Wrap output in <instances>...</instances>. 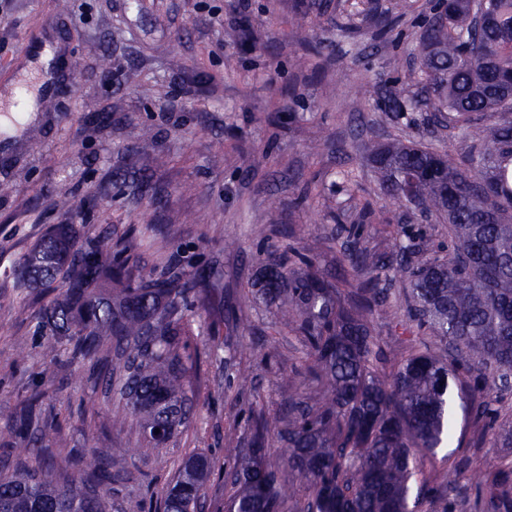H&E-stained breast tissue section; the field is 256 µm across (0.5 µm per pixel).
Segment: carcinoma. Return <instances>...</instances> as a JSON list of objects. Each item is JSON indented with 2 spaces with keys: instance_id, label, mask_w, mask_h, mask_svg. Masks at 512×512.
Here are the masks:
<instances>
[{
  "instance_id": "obj_1",
  "label": "carcinoma",
  "mask_w": 512,
  "mask_h": 512,
  "mask_svg": "<svg viewBox=\"0 0 512 512\" xmlns=\"http://www.w3.org/2000/svg\"><path fill=\"white\" fill-rule=\"evenodd\" d=\"M474 0H446L427 24L419 50L425 89L438 93V121L472 129L484 117L485 135H473L468 154L456 159L416 145H377L369 161L384 191L411 210L448 217L454 249L430 257L410 245L373 257L358 248L343 255L356 277L398 265L407 274V314L446 342L451 359L414 350L379 378L376 341L368 322L386 289L375 277L362 281L363 301L343 302L340 285L315 269L307 254L287 265L269 252L254 297L276 304L279 331L301 337L304 365L321 387L313 405L288 400L293 421L280 415L255 419L249 448H226L233 461L230 512H285L279 467L265 460L274 437H287L285 464L306 482L309 495L296 512H409L441 497L422 480L413 484L417 455L432 454L452 438L448 425L449 380L471 413L492 425L497 414L483 398L484 372H512V0H485L484 38L471 37ZM18 288L40 289L36 333L65 342L73 360L105 361V340L130 348L138 360L127 373V403L112 424L137 422L142 445L162 448L185 431L191 373L198 350L189 312L218 287L213 274H187L167 262L146 268L106 236H86L75 224H57L18 262ZM40 394L17 404L10 443L26 441ZM164 430L158 440L152 429ZM35 468L0 477V512H110L107 499L89 484L112 483V472L95 457L85 476L56 481L42 457ZM212 464L203 454L187 457L175 483L163 491L165 512H197L199 493ZM478 497L482 512H512V464H490Z\"/></svg>"
}]
</instances>
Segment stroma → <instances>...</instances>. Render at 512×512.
<instances>
[{
  "instance_id": "35a3bbf8",
  "label": "stroma",
  "mask_w": 512,
  "mask_h": 512,
  "mask_svg": "<svg viewBox=\"0 0 512 512\" xmlns=\"http://www.w3.org/2000/svg\"><path fill=\"white\" fill-rule=\"evenodd\" d=\"M413 2L0 0L1 112L37 59L23 51L29 36L41 34L65 59L38 120L13 136L0 130V476L20 463L4 447L11 412L37 391L44 414L62 423L58 433L30 432L51 474L80 476L99 456L122 476L104 490L112 512H151L182 458L205 453L216 468L198 512H224V451L249 447L250 414L320 394L300 370V337L276 333V310L252 301L259 252L313 253L336 280L351 274L340 263L342 224L375 255L392 254L404 236L432 255L453 246L447 218L406 210L368 161L377 142L457 156L471 144L430 123L435 97L423 91L417 49L434 0ZM391 97L414 105L397 116ZM56 224L108 233L150 267L176 258L185 271L211 266L222 276L194 324L200 356L187 428L165 447H139L136 425L113 428L125 401L106 384L109 367L49 356L35 333L37 306L15 288L12 269ZM389 277L370 317L384 379L407 345L445 353L429 331L401 333L409 283ZM449 423L451 442L424 457L420 473L456 500L455 512H479L487 461L512 462V448L492 447L460 399Z\"/></svg>"
}]
</instances>
